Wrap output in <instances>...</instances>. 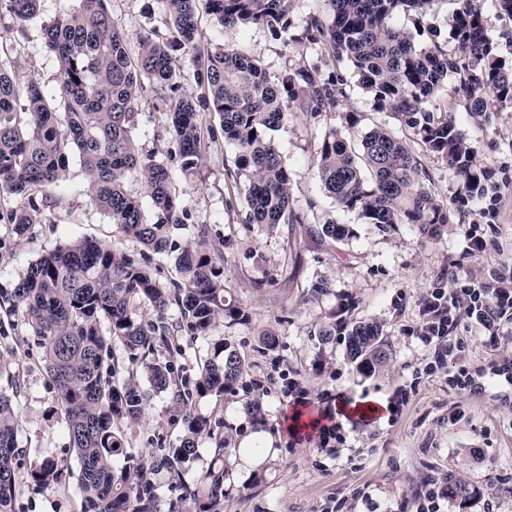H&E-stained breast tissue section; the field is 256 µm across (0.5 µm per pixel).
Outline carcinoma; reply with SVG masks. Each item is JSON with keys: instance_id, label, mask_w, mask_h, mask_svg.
Masks as SVG:
<instances>
[{"instance_id": "1", "label": "carcinoma", "mask_w": 512, "mask_h": 512, "mask_svg": "<svg viewBox=\"0 0 512 512\" xmlns=\"http://www.w3.org/2000/svg\"><path fill=\"white\" fill-rule=\"evenodd\" d=\"M39 0H0V16L22 24L38 13ZM66 17L44 27V45L59 63V96L49 97L19 69L0 62V191L24 197L8 223L17 238L39 223L35 193L65 179L75 154L86 175V192L112 223L143 248L140 257L117 252L106 242L75 238L32 263L11 293L24 309L30 335L42 351L58 391L61 411L79 469L53 459L28 471L39 488L76 480L81 512H159L156 476L164 474L178 492L168 512H224L229 439L211 420L189 409V380L176 366L182 352L166 321L170 304L179 307L190 332L204 336L218 321L248 319L227 287L224 252L198 240L177 248L174 231L191 215L173 188L174 172L133 138L142 93H155L152 106L167 115L174 157L184 177L202 162L204 136L198 113H220L209 128L235 151L231 178L244 191L242 222L274 231L295 217L288 171L270 132L301 115L314 122L348 99L356 85L396 123L370 128L359 144L344 131L322 132L315 174L336 207L355 212L382 229L412 224L435 238L450 223L448 205L428 186L421 155L448 166L462 201H497L494 173L480 150L459 130L454 114L489 119L512 109V63L488 36L475 0H456L449 46L436 39L417 42L393 25L399 13L417 23L437 0H321L291 41L319 51L317 62L291 65L270 78L261 61L243 49L203 52L199 48L196 0H163L169 36L143 39L137 62L128 56L124 35L108 7L110 0H77ZM222 27L259 26L278 35L292 28L288 0H207ZM178 45L195 54L198 94L181 92V74L172 66ZM455 76L448 85V76ZM444 95L442 105L426 104ZM137 175L157 213L149 221L139 198L125 188ZM321 233L336 242L352 237L349 227L328 217ZM174 253L179 280L166 283L150 270L151 255ZM147 305L155 320L145 323ZM348 357L370 370L386 359L382 328L355 322L347 330ZM123 345L127 363L118 364L112 343ZM196 395L220 398L243 391L250 379L245 360L228 342L198 365ZM166 394L180 412L183 435L177 448L159 447L147 460L128 452L123 425L137 422L150 393ZM18 415L12 398L0 393V512H14L21 492L16 480ZM207 438L215 451L197 480H184L187 463ZM122 456L125 463L114 464Z\"/></svg>"}]
</instances>
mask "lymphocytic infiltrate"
Masks as SVG:
<instances>
[{
    "label": "lymphocytic infiltrate",
    "instance_id": "1",
    "mask_svg": "<svg viewBox=\"0 0 512 512\" xmlns=\"http://www.w3.org/2000/svg\"><path fill=\"white\" fill-rule=\"evenodd\" d=\"M420 313L416 336L428 348L433 369L449 370L451 390L460 395H477L484 392L490 378L512 386L511 357L492 363L487 375H473L461 363L465 342L453 334L463 319L473 318L489 341H497L500 330L512 325V286L491 288L473 283L464 288H435L427 293Z\"/></svg>",
    "mask_w": 512,
    "mask_h": 512
}]
</instances>
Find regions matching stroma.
I'll use <instances>...</instances> for the list:
<instances>
[{
	"mask_svg": "<svg viewBox=\"0 0 512 512\" xmlns=\"http://www.w3.org/2000/svg\"><path fill=\"white\" fill-rule=\"evenodd\" d=\"M76 0H40L36 18L21 26L0 19V45H6L9 63L19 64L26 77L56 94L58 61L43 43L45 25L76 8ZM109 8L121 26L129 56H137L142 39L166 29L162 0H110ZM196 14L202 48L244 49L259 58L269 76L285 67L316 59L314 50L290 42L288 35L272 36L266 29L222 27L208 12L206 0H197ZM139 124L133 136L142 151L169 161L172 145L164 113L154 111L152 92H145ZM457 125L475 144L490 167L499 188L494 215L485 204L459 205L454 175L432 156L423 163L431 175L430 187L447 204L452 220L442 235L427 239L415 226L399 224L389 230L363 223L356 213L336 208L315 176L316 137L325 129L343 127L341 112L324 113L314 124L289 123L275 131L291 180L300 220L271 232L242 223L228 199L238 192L226 167L234 151L223 141L207 143L198 171L176 178L175 188L191 224L174 234L178 244L206 239L224 248L228 286L246 311V322H217L206 336L182 332L184 353L177 363L184 375L195 376L200 359L215 344L230 341L250 365L259 383L262 411L248 414L244 395L193 397L194 413L208 417L223 430L238 434L264 429L277 434L278 454L261 469L248 471L230 463L224 481V512H329L337 500L368 492L371 512H410L417 495L432 480L468 485L469 498H449L447 512H484L493 501L494 512H512V393L495 383L473 397L449 390L445 375L424 374L428 353L413 337L419 321V303L428 289L477 280L487 284L512 277V110L494 113L490 121L457 114ZM19 198L0 192V392L16 405L21 450L17 480L22 485L15 512H79L75 482L42 489L27 482L30 465L50 458L77 467L58 392L29 331L23 309L3 306L29 265L45 253L75 238L105 241L113 248L139 255L141 246L127 237L90 200L86 176L78 157H71L67 176L48 192L40 223L24 238H16L7 216L20 206ZM349 225L352 238L336 242L321 232L325 218ZM476 226L487 243L483 255H472L465 228ZM327 279L332 293L315 300L310 288ZM375 321L383 329L388 358L375 372L358 369L346 353L347 338L336 335L322 342L319 331L330 322ZM277 332L275 351L258 347L265 329ZM458 335L471 337L466 363L477 370L495 360L512 357V328L498 345L481 341V327L466 323ZM294 381L307 394V407L324 413V426H338L343 437L337 450L322 446L318 432L292 435L282 429L281 412L289 397L285 381ZM408 393L398 417L381 411L376 422L357 416H339L337 402L363 406L388 401L396 390ZM459 419L449 422V412ZM128 448L147 457L156 443L179 445L181 424L167 396L150 399L138 423L125 427Z\"/></svg>",
	"mask_w": 512,
	"mask_h": 512,
	"instance_id": "1",
	"label": "stroma"
}]
</instances>
